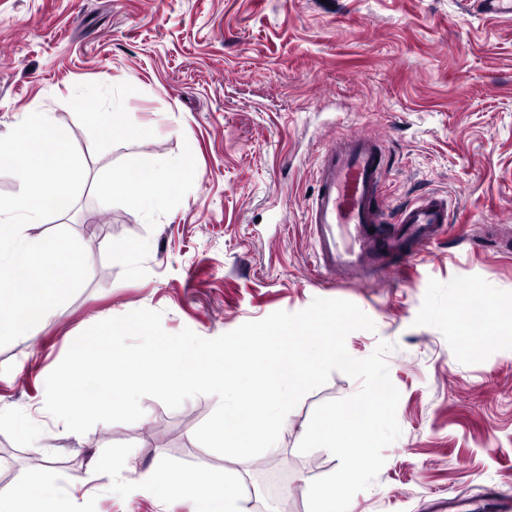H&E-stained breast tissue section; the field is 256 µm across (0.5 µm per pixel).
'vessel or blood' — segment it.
I'll list each match as a JSON object with an SVG mask.
<instances>
[{"instance_id": "obj_1", "label": "vessel or blood", "mask_w": 512, "mask_h": 512, "mask_svg": "<svg viewBox=\"0 0 512 512\" xmlns=\"http://www.w3.org/2000/svg\"><path fill=\"white\" fill-rule=\"evenodd\" d=\"M388 154L373 137L358 133L329 146L317 172L318 189L305 204L316 242V262L327 274H357L385 256L416 258L439 238L450 217L446 197L426 196L387 212L383 186Z\"/></svg>"}]
</instances>
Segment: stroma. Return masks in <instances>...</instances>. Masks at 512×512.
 Listing matches in <instances>:
<instances>
[{"instance_id": "35a3bbf8", "label": "stroma", "mask_w": 512, "mask_h": 512, "mask_svg": "<svg viewBox=\"0 0 512 512\" xmlns=\"http://www.w3.org/2000/svg\"><path fill=\"white\" fill-rule=\"evenodd\" d=\"M82 95L121 101L139 133L102 139L75 105ZM36 111L67 132L87 178L69 214L30 232L71 231L89 276L38 335L0 347V488L46 474L73 487L103 452L112 469L76 512H189L134 493L158 463L233 477L247 512H271L259 485L281 456L277 498L308 512L311 481L339 461L298 445L317 405L360 388L340 371L291 411L277 453L248 460L195 439L212 395L176 409L147 397L140 420L82 435L45 414L31 442L12 420L42 405L49 373L99 321L150 309L167 333L212 339L329 298L371 318L347 350L361 359L389 343L400 392L401 435L352 512H428L435 496L482 512L487 489L512 491V332L481 327L468 344L455 323L512 307V254L483 233L494 224L512 237V18L469 0H0V136ZM357 132L388 149L390 209L430 192L451 202L441 239L401 274L347 280L316 266L304 216L314 169L327 144ZM158 159L178 186L161 211L103 192L110 175Z\"/></svg>"}]
</instances>
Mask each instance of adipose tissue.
Segmentation results:
<instances>
[{"instance_id":"1","label":"adipose tissue","mask_w":512,"mask_h":512,"mask_svg":"<svg viewBox=\"0 0 512 512\" xmlns=\"http://www.w3.org/2000/svg\"><path fill=\"white\" fill-rule=\"evenodd\" d=\"M116 186L120 193L142 211H156L176 187L163 162L149 169H130L119 173ZM148 497L162 492L181 495L193 504V512H245L238 485L221 479L200 483L189 469H173L165 465L151 467L136 487ZM0 512H73L66 491L51 481H21L0 489Z\"/></svg>"}]
</instances>
